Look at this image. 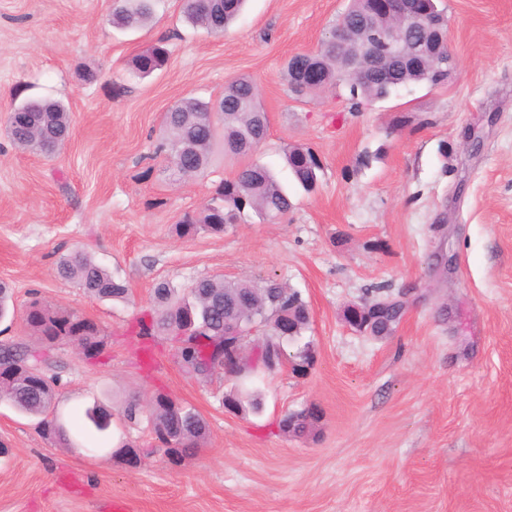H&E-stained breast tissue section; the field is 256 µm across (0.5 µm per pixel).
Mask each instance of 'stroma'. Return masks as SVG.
<instances>
[{"label":"stroma","mask_w":512,"mask_h":512,"mask_svg":"<svg viewBox=\"0 0 512 512\" xmlns=\"http://www.w3.org/2000/svg\"><path fill=\"white\" fill-rule=\"evenodd\" d=\"M184 0H154L146 27L111 22L113 0H0V282L14 319L0 343L41 342L24 312L37 299L100 324L99 364L53 346L59 411L112 415L107 445L44 439L36 418L0 401V512H512V0H438L461 67L445 84L400 88L354 112L344 89L295 96L289 58L316 49L348 0H249L221 36L189 26ZM165 42L166 66L146 78L134 57ZM252 77L268 114L255 161L287 185L294 208L267 221L245 210L221 234L178 237L237 162L170 180L156 148L165 112L193 96L219 99ZM33 98L71 114L53 156L17 149L10 112ZM311 148L313 191L294 183L283 149ZM82 250L129 288L125 303L85 294L57 273ZM273 279L312 312L314 367L254 380L260 414H230L235 382L185 373L163 344L160 370L126 337L151 311L159 282L183 290L203 277ZM383 288L404 295L395 333L351 331L343 309ZM167 391L208 425L196 454L153 452L129 401ZM316 405L315 435L288 436L284 412ZM142 449L139 462L118 442Z\"/></svg>","instance_id":"obj_1"}]
</instances>
